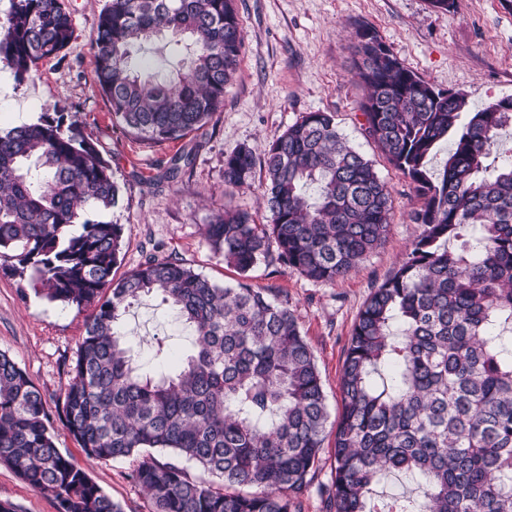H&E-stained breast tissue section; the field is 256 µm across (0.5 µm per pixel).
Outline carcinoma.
<instances>
[{"label": "carcinoma", "mask_w": 512, "mask_h": 512, "mask_svg": "<svg viewBox=\"0 0 512 512\" xmlns=\"http://www.w3.org/2000/svg\"><path fill=\"white\" fill-rule=\"evenodd\" d=\"M159 37L188 51L173 79L144 77L132 60ZM377 37L369 25L356 30L364 131L409 179L419 233L351 333L329 512H512V159L498 153L512 106L470 110L396 56L374 55ZM74 39L64 0H10L0 18V60L19 81ZM242 43L233 0H105L91 43L96 83L126 133L176 140L224 107ZM66 119L57 112L0 135V262L31 272L48 300L90 310L59 408L64 427L90 459H137L131 478L151 512H301L329 413L296 317L265 288L222 287L165 258L113 281L121 225L104 216L120 188L97 144ZM192 160L173 157L161 178ZM261 165L272 223L224 209L206 225L225 262L246 272L274 244L291 270L334 283L384 243L387 185L335 113H305ZM255 168L253 150L239 147L224 158V186L248 184ZM150 294L192 335L179 368L153 376L137 372L121 333ZM0 464L52 495L59 512H123L57 448L40 390L5 351ZM402 472L422 489L417 507L375 495Z\"/></svg>", "instance_id": "1"}]
</instances>
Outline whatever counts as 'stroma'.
<instances>
[{
	"label": "stroma",
	"instance_id": "obj_1",
	"mask_svg": "<svg viewBox=\"0 0 512 512\" xmlns=\"http://www.w3.org/2000/svg\"><path fill=\"white\" fill-rule=\"evenodd\" d=\"M76 38L63 59H47L25 81L0 63V131L68 113L109 159L122 192L107 218L122 227V249L113 270L122 279L148 258H172L218 284L244 282L273 289L287 301L310 344L323 381L331 419L342 413L339 378L358 314L375 288L409 252L419 229L410 220L411 185L363 130L365 92L353 73L357 23L373 26L391 52L433 87L464 94L471 109L512 97V9L500 0H454L433 8L429 0H235L243 33L240 67L224 107L200 130L181 140L151 144L113 123L109 103L94 82L91 42L105 0H66ZM336 115L341 131L375 164L391 196L385 242L349 276L332 284L312 282L277 261L239 272L213 253L204 224L225 207L249 210L256 223L271 214L263 204L265 183L254 176L241 188H225L224 158L241 145L262 154L289 125L308 112ZM195 154L178 180L163 179L168 161ZM85 312L35 294L28 279L0 265V350L8 352L56 413L85 335ZM124 334L141 371L177 367L191 348L188 330L159 298L135 304ZM164 348L165 358L155 355ZM56 444L84 468L123 512H150L132 482L134 459L95 461L62 424ZM0 503L17 512H58L52 496L33 490L0 465Z\"/></svg>",
	"mask_w": 512,
	"mask_h": 512
}]
</instances>
